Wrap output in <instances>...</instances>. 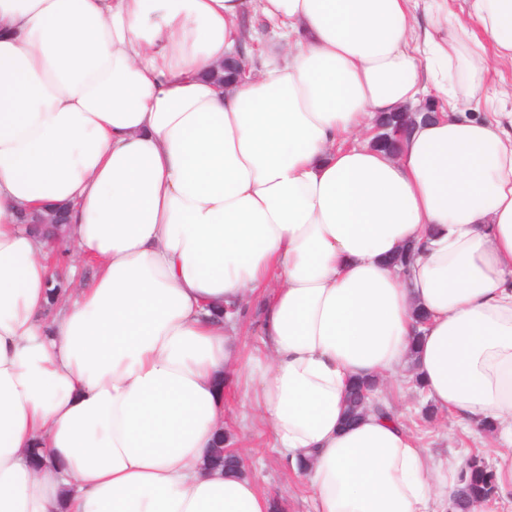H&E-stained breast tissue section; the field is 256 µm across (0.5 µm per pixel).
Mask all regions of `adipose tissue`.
Here are the masks:
<instances>
[{
	"label": "adipose tissue",
	"mask_w": 512,
	"mask_h": 512,
	"mask_svg": "<svg viewBox=\"0 0 512 512\" xmlns=\"http://www.w3.org/2000/svg\"><path fill=\"white\" fill-rule=\"evenodd\" d=\"M465 3L0 0V512H275L207 464L237 395L303 512H450L455 460L343 427L358 377L512 446V0ZM251 10L280 36L217 85ZM399 114L400 113L389 114L384 120L378 123L380 126L384 127L385 130L382 132L383 136L375 140L382 130L380 127H376L377 133L373 138V141L375 140V146L386 151H389L390 148L393 149L394 139H396L397 133L403 128L399 121ZM261 317V303L258 301H250L246 306V326L249 329V336H245L244 340L247 346L258 345L261 343L262 336H259Z\"/></svg>",
	"instance_id": "ef3b65f1"
}]
</instances>
